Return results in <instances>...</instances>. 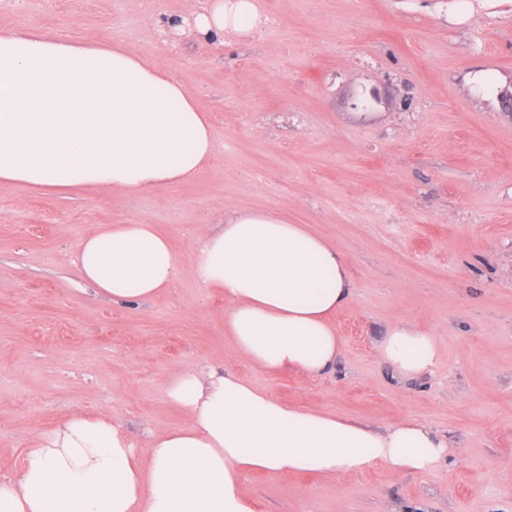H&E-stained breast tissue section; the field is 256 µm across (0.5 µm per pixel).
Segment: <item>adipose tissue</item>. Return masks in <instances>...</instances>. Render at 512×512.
Listing matches in <instances>:
<instances>
[{"label": "adipose tissue", "mask_w": 512, "mask_h": 512, "mask_svg": "<svg viewBox=\"0 0 512 512\" xmlns=\"http://www.w3.org/2000/svg\"><path fill=\"white\" fill-rule=\"evenodd\" d=\"M255 0H210L202 35L249 34ZM214 155L206 112L170 72L110 40L0 30V186L131 194L186 182ZM199 283L229 302L224 325L237 355L265 372L330 373L341 340L333 315L353 297L348 258L305 225L234 209L192 253ZM85 281L138 304L175 281L178 258L149 224H105L75 247ZM380 359L400 377L433 369L435 336L391 324ZM187 417L140 452L121 426L73 414L37 436L19 479H0V512H255L252 472L352 476L374 464L426 472L449 445L428 423L384 431L285 405L234 372L190 367L163 389Z\"/></svg>", "instance_id": "adipose-tissue-1"}]
</instances>
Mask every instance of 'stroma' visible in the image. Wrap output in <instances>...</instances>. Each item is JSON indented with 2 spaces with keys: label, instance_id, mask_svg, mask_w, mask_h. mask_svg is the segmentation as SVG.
<instances>
[{
  "label": "stroma",
  "instance_id": "stroma-1",
  "mask_svg": "<svg viewBox=\"0 0 512 512\" xmlns=\"http://www.w3.org/2000/svg\"><path fill=\"white\" fill-rule=\"evenodd\" d=\"M260 36L175 25L208 0H0V29L107 38L165 66L208 113L215 153L193 180L131 195L0 186V478L33 439L82 414L124 423L137 449L186 418L163 395L183 369L229 368L272 397L386 428L422 420L448 464L351 477L248 475L257 512H512V0H264ZM380 103H373L372 95ZM236 208L307 225L350 262L333 372L239 359L229 303L200 287L199 236ZM103 224H151L177 277L142 306L99 296L73 262ZM407 319L438 342L431 372L377 356Z\"/></svg>",
  "mask_w": 512,
  "mask_h": 512
}]
</instances>
